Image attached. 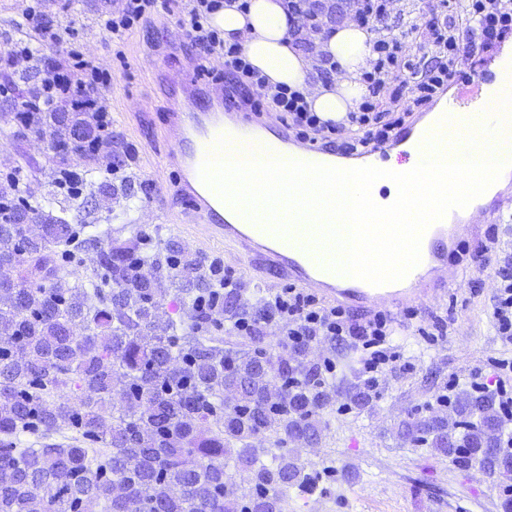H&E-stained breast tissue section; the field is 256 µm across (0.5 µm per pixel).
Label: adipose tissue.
<instances>
[{
  "mask_svg": "<svg viewBox=\"0 0 512 512\" xmlns=\"http://www.w3.org/2000/svg\"><path fill=\"white\" fill-rule=\"evenodd\" d=\"M288 14L282 0H251L248 12H241L235 0L225 4L218 17V28L226 42L241 43L244 54L252 66L265 74L271 83H283L293 88L305 87L310 79L311 62L306 55L287 42ZM373 32L359 29L354 24L339 28L321 48L340 66L329 84L318 85L308 98L314 112L325 120L342 121L354 109L365 92L359 74L371 58L370 43ZM384 168L389 177L385 184L395 187L402 176L413 175L421 169L435 170V162L424 157H411L407 163L396 160L381 162L371 159L348 164V179L343 183L314 181L312 176L289 169H275L280 185L289 193L305 195L307 202L317 203L320 196L340 195L351 185L361 181L364 174Z\"/></svg>",
  "mask_w": 512,
  "mask_h": 512,
  "instance_id": "ef3b65f1",
  "label": "adipose tissue"
}]
</instances>
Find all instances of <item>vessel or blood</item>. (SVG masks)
<instances>
[{"label":"vessel or blood","instance_id":"obj_1","mask_svg":"<svg viewBox=\"0 0 512 512\" xmlns=\"http://www.w3.org/2000/svg\"><path fill=\"white\" fill-rule=\"evenodd\" d=\"M160 81L167 90L164 133L170 143L162 167L175 174L177 193L190 201L184 217L205 239H224L227 245L242 249L251 267L270 278L295 283L367 317L393 307L422 308L427 299L439 297L457 279L462 269L460 248L477 240L478 234L475 225L459 221L453 210L423 233L419 264L403 279L383 285L339 274L328 260L316 258L315 231L308 222L296 223L283 234L261 223L229 222L223 199L200 176L217 136L226 134L237 143L260 145L263 153L278 157L293 138L284 128L269 136L262 120L226 112L223 84L180 76L165 68ZM498 83V77L492 76L472 84L446 111L435 114L433 122H412L398 141L401 157L422 151L428 139L442 138L456 118L464 119L467 131L476 134L483 126H498V117L484 108Z\"/></svg>","mask_w":512,"mask_h":512}]
</instances>
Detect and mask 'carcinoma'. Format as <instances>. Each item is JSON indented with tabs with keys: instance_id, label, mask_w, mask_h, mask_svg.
Returning <instances> with one entry per match:
<instances>
[{
	"instance_id": "cac0c4a2",
	"label": "carcinoma",
	"mask_w": 512,
	"mask_h": 512,
	"mask_svg": "<svg viewBox=\"0 0 512 512\" xmlns=\"http://www.w3.org/2000/svg\"><path fill=\"white\" fill-rule=\"evenodd\" d=\"M26 28L0 18L6 42ZM44 59L33 45L29 69L4 73L0 91L27 101L20 124L35 118L68 136L90 121L39 111ZM67 181L124 197L122 218L134 223L129 184H97L65 165L50 185ZM25 193L22 181L0 193V267L16 271L0 276V512H286L289 492L314 493L320 473L283 447L320 437L317 418L339 388L320 382L307 351L235 350L238 337L214 316L237 303L211 293L196 255L172 240L166 255L152 253L139 233L118 240L76 195L68 218L55 217L45 212L53 189L36 202L44 220L31 232L14 223ZM90 250L96 269L73 282L60 275L59 260ZM141 257L152 274L138 270ZM171 294L187 319L164 315ZM116 390L121 403L107 414ZM344 395L362 407L368 385L356 379ZM506 429L494 395L463 389L448 396V414L411 412L398 434L494 477L512 474V454L491 450ZM260 439L268 447H254Z\"/></svg>"
}]
</instances>
